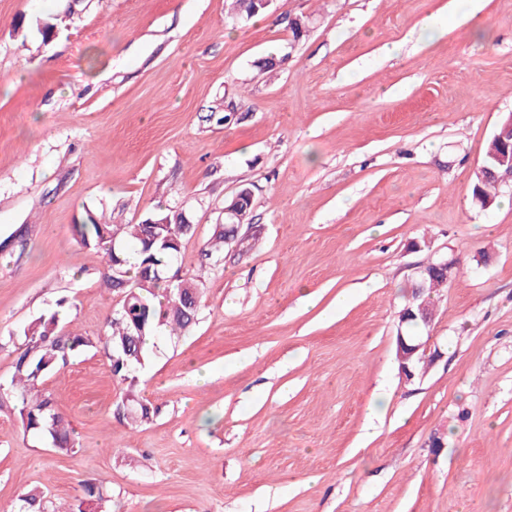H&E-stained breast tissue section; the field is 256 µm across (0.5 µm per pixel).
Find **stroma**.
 <instances>
[{"label": "stroma", "instance_id": "35a3bbf8", "mask_svg": "<svg viewBox=\"0 0 512 512\" xmlns=\"http://www.w3.org/2000/svg\"><path fill=\"white\" fill-rule=\"evenodd\" d=\"M511 113L512 0H0V512H512V206L471 203ZM184 203L196 325L132 386L94 348L50 373L57 452L5 385L34 319L96 337L119 309L74 225ZM443 257L440 355L408 381L399 315ZM130 387L152 422L115 417ZM252 193L250 190H241L233 197L225 203L224 214L227 213L231 216V218H236L239 224H234L235 226V236L239 231V226H241L246 218L250 215L251 207H252ZM233 202V204H232ZM245 202V205H242ZM232 206L230 207V205ZM230 207V208H229ZM224 215V224H232L233 221L229 218V215Z\"/></svg>", "mask_w": 512, "mask_h": 512}]
</instances>
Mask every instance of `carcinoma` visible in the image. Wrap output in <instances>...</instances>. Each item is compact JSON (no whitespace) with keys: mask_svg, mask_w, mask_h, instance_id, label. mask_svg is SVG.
Segmentation results:
<instances>
[{"mask_svg":"<svg viewBox=\"0 0 512 512\" xmlns=\"http://www.w3.org/2000/svg\"><path fill=\"white\" fill-rule=\"evenodd\" d=\"M187 206L173 207L150 217V224H108L95 218L73 225L76 242L82 248L104 251L102 280L109 290H122L119 312L95 338L75 331H58L57 313L42 315L23 330L24 341L16 348L10 382L14 407L23 427L45 433L61 453L73 452L70 431L53 400L42 393L44 378L69 364L82 348L102 350L114 376L135 381L136 371L148 356L147 339L164 326L169 335L180 336L194 324L197 309H189L185 298L201 303L202 289L184 279L174 281L168 269L178 260L187 237ZM224 229L215 227L205 256L224 251ZM115 415L139 425L149 422L155 410L128 390L117 400ZM23 512H43V498L36 490L22 499Z\"/></svg>","mask_w":512,"mask_h":512,"instance_id":"carcinoma-1","label":"carcinoma"}]
</instances>
